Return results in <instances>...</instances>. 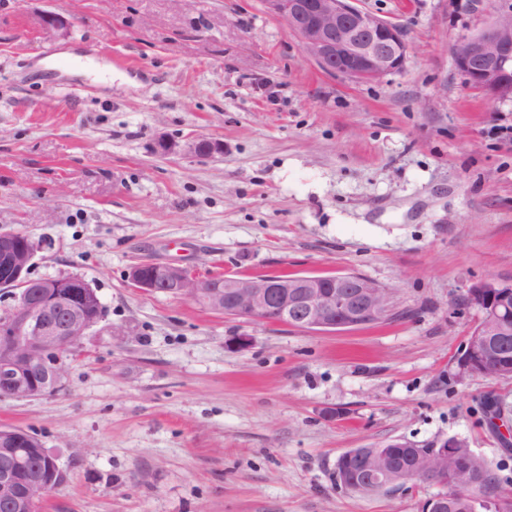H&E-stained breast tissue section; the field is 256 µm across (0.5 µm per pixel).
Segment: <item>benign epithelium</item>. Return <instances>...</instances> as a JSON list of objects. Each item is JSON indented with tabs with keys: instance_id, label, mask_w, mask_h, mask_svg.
Wrapping results in <instances>:
<instances>
[{
	"instance_id": "1",
	"label": "benign epithelium",
	"mask_w": 512,
	"mask_h": 512,
	"mask_svg": "<svg viewBox=\"0 0 512 512\" xmlns=\"http://www.w3.org/2000/svg\"><path fill=\"white\" fill-rule=\"evenodd\" d=\"M281 18L287 32L298 37L322 70L354 80L376 81L402 72L407 61L403 32L378 16L356 8L351 0H266ZM454 63L465 82L496 100L512 101V0L502 5L481 31L461 38L454 47ZM164 152L182 150L198 158L224 151V144L194 138L180 145L162 142ZM39 243L22 231L0 232V288L13 290L15 303L0 313V396L30 398L57 391L64 378V354L95 326L86 305L95 290L78 275L33 280L31 262ZM132 284L164 292L214 312L254 320L277 321L311 330H335L361 323H379L393 306V293L356 275L344 276L342 293L307 276L280 278H227L224 289L209 277L173 264L147 262L131 268ZM512 300V284L487 281L469 292L471 306L481 310L483 333L471 335L460 359V369L471 377L481 375L479 356L494 336L505 333L504 313ZM35 437L12 428L0 430V445L9 446ZM435 452L425 463L437 472L448 449ZM370 478L356 488L338 484L359 495L367 487L387 486L391 460L383 455H361ZM51 491L40 476L23 477L11 462L0 463V498L13 512H31L32 504Z\"/></svg>"
}]
</instances>
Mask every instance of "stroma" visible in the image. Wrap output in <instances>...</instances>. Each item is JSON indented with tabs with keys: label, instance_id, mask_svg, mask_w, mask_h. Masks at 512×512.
I'll list each match as a JSON object with an SVG mask.
<instances>
[{
	"label": "stroma",
	"instance_id": "1",
	"mask_svg": "<svg viewBox=\"0 0 512 512\" xmlns=\"http://www.w3.org/2000/svg\"><path fill=\"white\" fill-rule=\"evenodd\" d=\"M353 3L404 31L403 72H323L265 0H0V231L38 241L31 278L79 275L104 307L61 390L0 396V428L66 471L39 512H421L439 486L334 483L394 439L464 441L512 493V378L459 366L469 289L512 283V102L453 60L498 0ZM64 51L111 80L36 70ZM195 137L223 153L159 151ZM147 261L356 274L394 306L336 331L235 318L134 287Z\"/></svg>",
	"mask_w": 512,
	"mask_h": 512
}]
</instances>
